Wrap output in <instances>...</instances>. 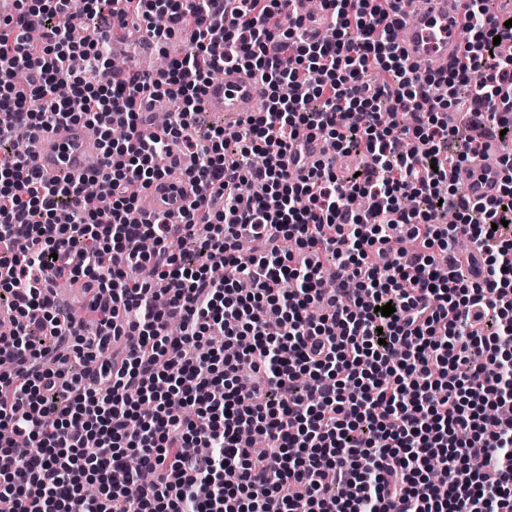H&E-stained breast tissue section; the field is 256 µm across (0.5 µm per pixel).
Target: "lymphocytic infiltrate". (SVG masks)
Masks as SVG:
<instances>
[{
	"label": "lymphocytic infiltrate",
	"instance_id": "obj_1",
	"mask_svg": "<svg viewBox=\"0 0 512 512\" xmlns=\"http://www.w3.org/2000/svg\"><path fill=\"white\" fill-rule=\"evenodd\" d=\"M15 2L0 18L7 512H512V416L486 415L512 402V165L487 203L456 180L512 140L495 105L512 46L493 42L512 14L465 0L460 59L420 73L393 0H322L330 39L301 36L299 15L269 31L282 0ZM118 14L193 48L124 75L103 39L73 35ZM227 67L267 90L232 142L196 120ZM162 98L172 119L148 131ZM67 122L96 127L103 164L44 179L14 138ZM316 134L336 154L297 174ZM352 154L358 174L337 176ZM177 157L184 223L135 221ZM63 276L85 312L58 304Z\"/></svg>",
	"mask_w": 512,
	"mask_h": 512
}]
</instances>
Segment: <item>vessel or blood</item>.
I'll return each mask as SVG.
<instances>
[{"label": "vessel or blood", "mask_w": 512, "mask_h": 512, "mask_svg": "<svg viewBox=\"0 0 512 512\" xmlns=\"http://www.w3.org/2000/svg\"><path fill=\"white\" fill-rule=\"evenodd\" d=\"M462 20L463 0H415L414 12L405 18V34L400 47L419 71H427L435 64L447 68L464 40ZM265 99L264 85L245 71L228 69L223 80L209 86L204 103L223 112L225 124L231 125L254 113ZM31 142L35 164L49 177L85 174L98 168L102 160L98 139L80 123L35 133ZM186 165L183 159L171 161L172 176L148 188L151 208L139 211L138 221L156 215L167 223H180L185 204L180 195L183 188L181 172ZM469 171L464 194L478 200L493 198L498 190L494 167L476 160L470 163Z\"/></svg>", "instance_id": "b4317fda"}]
</instances>
